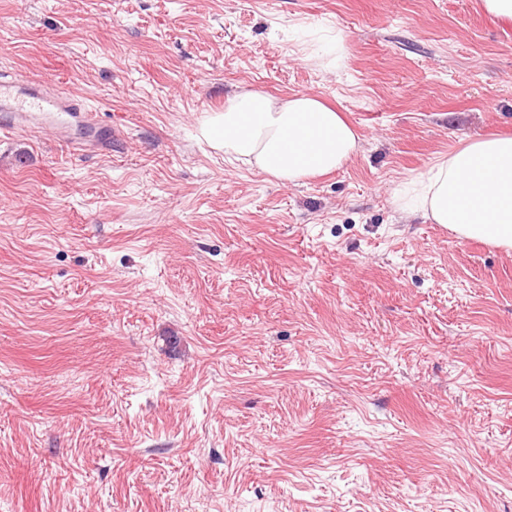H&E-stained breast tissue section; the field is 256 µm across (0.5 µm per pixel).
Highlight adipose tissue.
<instances>
[{"mask_svg":"<svg viewBox=\"0 0 512 512\" xmlns=\"http://www.w3.org/2000/svg\"><path fill=\"white\" fill-rule=\"evenodd\" d=\"M342 32L313 29L305 61L332 68L345 52ZM198 133L225 159L291 185L336 171L360 149V135L317 97L280 98L243 90L206 113ZM403 213L512 251V137L490 134L435 159L394 199Z\"/></svg>","mask_w":512,"mask_h":512,"instance_id":"obj_1","label":"adipose tissue"}]
</instances>
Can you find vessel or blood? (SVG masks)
Segmentation results:
<instances>
[{"label":"vessel or blood","instance_id":"1","mask_svg":"<svg viewBox=\"0 0 512 512\" xmlns=\"http://www.w3.org/2000/svg\"><path fill=\"white\" fill-rule=\"evenodd\" d=\"M45 128L75 151L111 148L112 128L74 94L40 82L0 79V131L31 133Z\"/></svg>","mask_w":512,"mask_h":512}]
</instances>
